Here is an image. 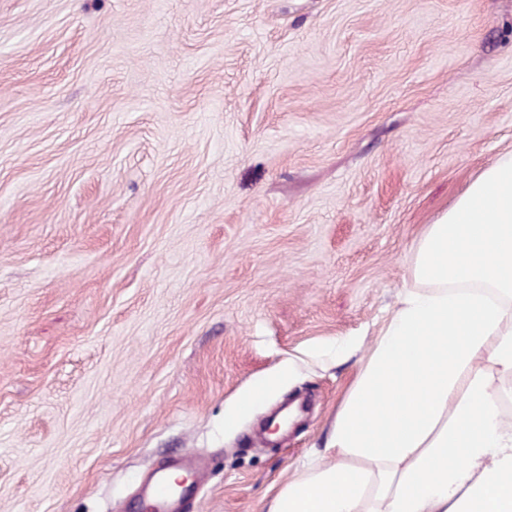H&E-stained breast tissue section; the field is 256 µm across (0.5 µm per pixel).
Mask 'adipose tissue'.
<instances>
[{"mask_svg": "<svg viewBox=\"0 0 512 512\" xmlns=\"http://www.w3.org/2000/svg\"><path fill=\"white\" fill-rule=\"evenodd\" d=\"M410 279L336 415L335 463L268 512H512V153L428 225Z\"/></svg>", "mask_w": 512, "mask_h": 512, "instance_id": "1", "label": "adipose tissue"}]
</instances>
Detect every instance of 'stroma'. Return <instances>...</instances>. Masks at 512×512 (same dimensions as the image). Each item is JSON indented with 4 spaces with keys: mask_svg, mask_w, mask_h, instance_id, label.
Returning <instances> with one entry per match:
<instances>
[{
    "mask_svg": "<svg viewBox=\"0 0 512 512\" xmlns=\"http://www.w3.org/2000/svg\"><path fill=\"white\" fill-rule=\"evenodd\" d=\"M509 152L512 0H0V512H267ZM188 496L184 495L181 491L174 493L168 487L167 478L160 474L154 477L143 493V500H146L153 508L147 506L141 501L140 512H158L157 510H171L174 511V504L180 509L181 503ZM157 509V510H156Z\"/></svg>",
    "mask_w": 512,
    "mask_h": 512,
    "instance_id": "obj_1",
    "label": "stroma"
}]
</instances>
